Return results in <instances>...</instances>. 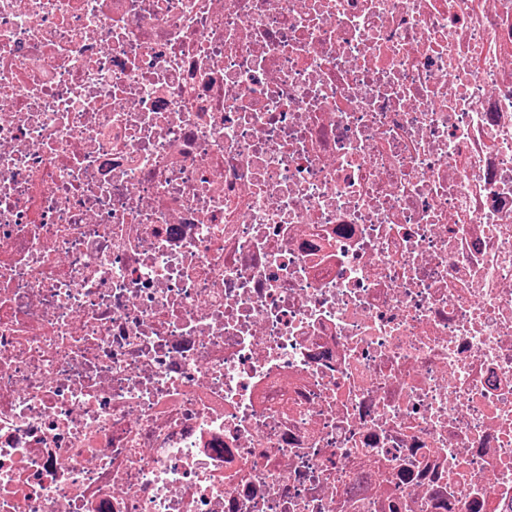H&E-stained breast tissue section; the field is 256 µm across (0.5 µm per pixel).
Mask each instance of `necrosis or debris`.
Masks as SVG:
<instances>
[{
	"instance_id": "4bbe7bcc",
	"label": "necrosis or debris",
	"mask_w": 512,
	"mask_h": 512,
	"mask_svg": "<svg viewBox=\"0 0 512 512\" xmlns=\"http://www.w3.org/2000/svg\"><path fill=\"white\" fill-rule=\"evenodd\" d=\"M0 512H512V0H0Z\"/></svg>"
}]
</instances>
